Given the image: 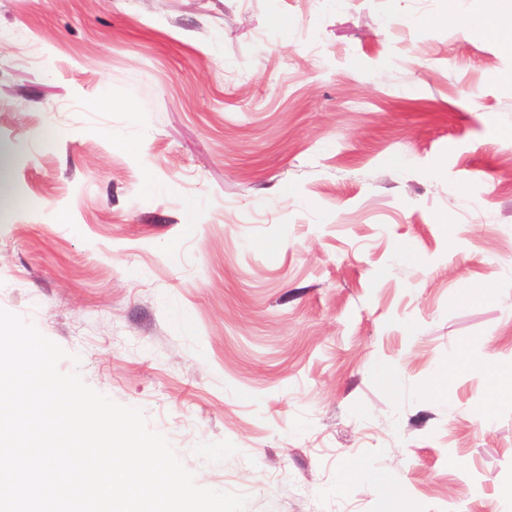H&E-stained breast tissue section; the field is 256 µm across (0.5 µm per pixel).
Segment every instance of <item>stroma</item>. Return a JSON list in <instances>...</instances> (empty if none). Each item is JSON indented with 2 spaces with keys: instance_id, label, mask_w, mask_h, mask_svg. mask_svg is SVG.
Segmentation results:
<instances>
[{
  "instance_id": "35a3bbf8",
  "label": "stroma",
  "mask_w": 512,
  "mask_h": 512,
  "mask_svg": "<svg viewBox=\"0 0 512 512\" xmlns=\"http://www.w3.org/2000/svg\"><path fill=\"white\" fill-rule=\"evenodd\" d=\"M477 3L0 0V308L246 512H380L375 472L512 512L474 374L512 372V55Z\"/></svg>"
}]
</instances>
